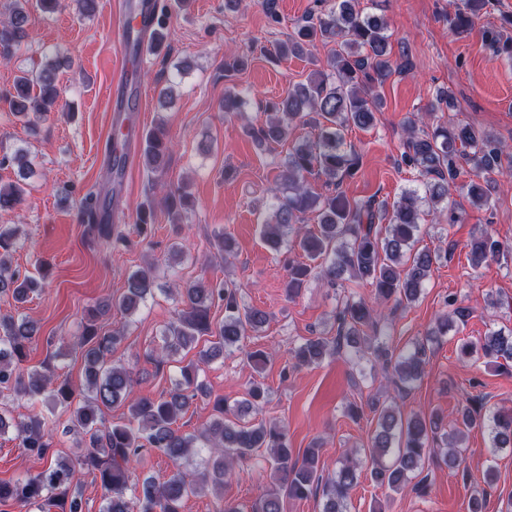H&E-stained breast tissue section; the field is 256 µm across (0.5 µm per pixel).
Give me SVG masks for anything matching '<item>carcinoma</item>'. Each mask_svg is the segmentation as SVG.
I'll return each mask as SVG.
<instances>
[{"label":"carcinoma","instance_id":"obj_1","mask_svg":"<svg viewBox=\"0 0 512 512\" xmlns=\"http://www.w3.org/2000/svg\"><path fill=\"white\" fill-rule=\"evenodd\" d=\"M490 5L492 0H463L450 19L451 26L458 33L468 32ZM29 6L30 0H8L7 13L0 20L1 62H11L26 45ZM391 37L384 16L358 8L357 0H336L328 12L309 16L286 40L277 43L275 53L286 58L303 53L317 41L334 42L336 50L327 60V71H313L282 101L267 104L266 123L250 128L249 134L258 145L267 147L288 139L296 120L317 130L315 138L296 142L279 160V184L265 202L271 212L262 232L266 246L279 253L291 240L306 259L288 267V294L298 293L313 275L332 284L368 282L376 291L374 305L352 293L344 296L336 308L335 334L305 339L292 350L295 362L310 366L327 356L381 362L391 369L397 389L405 392L424 375L425 341L394 354L381 340L380 322L385 319L383 305L407 306L418 300L433 266L441 260L438 251L416 247L424 206L443 205L448 223L454 224L460 215L455 204L448 203L452 190L460 191L475 207L489 205L497 177L512 175V155L491 133L470 124L438 122L427 131L425 117L413 118L406 127L401 162L418 173L421 189L403 190L391 205L374 197L349 200L340 186L345 177L355 174L360 156L345 148L344 134L351 127L368 131L375 125L376 112L383 105L378 88L396 71ZM483 42L493 53L512 57V39L500 31L485 29ZM66 64L61 57L46 56L36 67L20 71L5 95L10 111L27 125L57 111L61 97L57 73ZM244 105L240 94L230 88L224 93L221 109L225 115L234 116L243 112ZM169 155L170 142L164 130L146 134L143 158L147 168L164 171ZM465 164L471 166L473 178L459 184ZM312 176L325 179L332 191L313 193L307 186ZM23 196L20 182L0 183V213L17 210ZM162 204L171 218L178 220L192 201L179 186L167 191ZM308 213L316 215L317 228L303 227ZM153 216V204L139 207L134 220L139 235L151 233ZM15 245V230L0 224V293L24 302L42 291L44 284L12 268L10 252ZM508 254L487 229L468 243V259L474 268L498 262ZM154 287L151 270L135 271L127 276L125 291L117 301L105 300L91 307L74 342L84 358L79 391L69 380L60 381L49 372H23L21 364L28 344L38 335L39 327L25 317L0 316V392L7 390L30 400L44 397L69 408L66 431L76 435L81 448L73 458L59 454L54 448L53 429L37 415L13 422L22 447L45 460L46 465L33 477L0 481V505L18 503L33 512H50L54 506L61 512H82L79 475L85 472L100 481L103 512H181L186 498L223 485L235 462L250 459L266 448L270 483L252 512H283V498L307 499L319 490L325 496L323 512H347L350 491L360 477L358 464L347 459L334 474L325 477L320 473L318 449H307L302 463L294 461L285 429L256 419L266 397L262 384H253L248 399L233 405L214 401L209 425L191 433L180 430L176 422L194 399L204 394L198 383L199 365L191 362L181 367L167 395L159 399L134 395L130 369L114 358L121 331H106L99 320L114 306L127 315L135 314L153 295ZM178 293L183 308L162 332L161 351L152 358L158 368L164 366L166 358L204 336L216 337L201 353V360L212 361L239 346L248 332L259 331L268 321L265 311L246 304L237 289L224 281L190 282ZM217 301L224 303V320L215 326L210 310ZM446 305L449 312L438 318L426 341L448 334L449 327L465 322L471 314L470 308L454 296H448ZM458 353L463 359L512 361V330L491 329L477 343H461ZM121 405L127 407L129 422L106 423L104 410ZM481 407L478 400L468 399L447 430L437 414L403 415L391 407L371 404L377 413L368 449L371 480L393 492L423 493L428 481L424 475L427 449L442 444V462L459 470L465 462L462 445L466 433L486 423L490 447L495 451L511 448L512 411H497L487 422ZM145 450L168 458L175 470L162 483L146 478L141 488L132 489L129 473ZM200 450L207 454L204 469H183L182 461Z\"/></svg>","mask_w":512,"mask_h":512}]
</instances>
